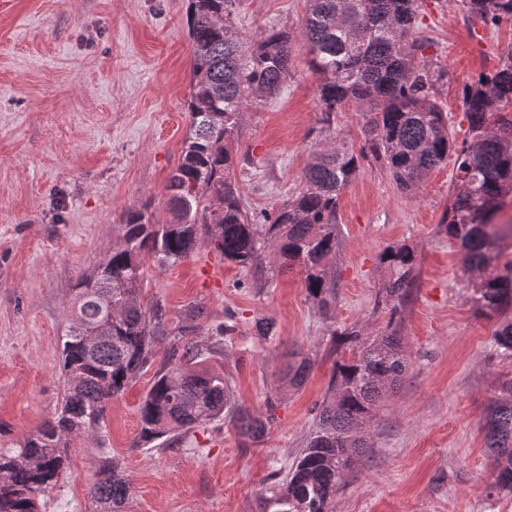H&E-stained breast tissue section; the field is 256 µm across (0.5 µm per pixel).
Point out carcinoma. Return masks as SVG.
I'll use <instances>...</instances> for the list:
<instances>
[{
    "label": "carcinoma",
    "instance_id": "carcinoma-1",
    "mask_svg": "<svg viewBox=\"0 0 512 512\" xmlns=\"http://www.w3.org/2000/svg\"><path fill=\"white\" fill-rule=\"evenodd\" d=\"M496 21L512 15V0H465ZM234 0H187L193 49L187 110L189 135L169 177L170 218L152 220L145 208L129 211L118 239L95 271L82 277L73 315L61 337V403L16 448L0 449V512H37L36 496L65 475L70 441L102 427L112 399L149 367L159 339L170 348L139 408L138 444L179 441L215 421L239 424L250 440L265 436L268 418L235 404L224 369L210 364L227 328L205 333L201 309L168 317L158 299L145 298L146 265L172 267L202 244L269 283L300 268L309 300L327 316L336 305L334 262L339 246L337 208L346 187L371 153L407 195L419 194L427 175L448 159L455 144L448 118L434 100L443 72L417 60V0H308L301 32L311 56L322 112L319 140L294 199L256 216L243 208L232 179L230 144L247 105L276 94L286 82L291 37L284 30L258 36L232 21ZM469 144L458 150L454 194L444 218L448 239L463 250L470 301L499 319L494 343L512 351V263L497 267L503 247L496 219L512 193V56L493 73L465 85ZM351 106L364 118V145L355 150L336 131L333 115ZM272 250L274 264L262 254ZM389 270L381 303L395 316L410 300L417 265L414 248L390 246L380 256ZM378 336L340 333L353 356L338 359L328 394L317 408L304 448L284 472L271 476L257 512H331V501L360 457L372 447L370 421L409 367L402 336L392 326ZM105 329L94 343L84 332ZM283 387L303 385L312 358L288 353ZM496 465V484L512 492V385L491 407L485 424ZM99 512H124L132 482L105 464L90 488Z\"/></svg>",
    "mask_w": 512,
    "mask_h": 512
}]
</instances>
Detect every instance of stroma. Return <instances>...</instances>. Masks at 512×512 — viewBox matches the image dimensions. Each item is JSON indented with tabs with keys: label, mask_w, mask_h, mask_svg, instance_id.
<instances>
[{
	"label": "stroma",
	"mask_w": 512,
	"mask_h": 512,
	"mask_svg": "<svg viewBox=\"0 0 512 512\" xmlns=\"http://www.w3.org/2000/svg\"><path fill=\"white\" fill-rule=\"evenodd\" d=\"M187 0H0V448H14L62 398L60 338L71 319L73 285L111 249L127 211L168 219L165 186L189 131L192 48ZM421 57L445 76L435 99L456 143L468 139L465 83L512 54V18L485 21L464 0H418ZM307 0H235L243 32L292 37L280 91L248 106L231 150L233 178L250 212L279 208L302 186L320 127L317 83L301 38ZM456 153L407 196L366 158L337 210L338 297L331 317L307 297L293 269L270 287L210 246L175 266H148L147 297L170 316L201 306L202 328L230 331L220 361L238 406L266 411L280 392L289 348L313 370L283 400L257 441L218 421L170 448L137 446L139 405L151 373L109 405L97 436L75 438L64 478L41 512H96L89 488L105 461L133 484L128 512H256L271 473L299 456L337 358L336 335L383 332L377 305L388 278L386 247L417 252L416 280L399 312L410 367L374 417L368 454L337 492L332 512H512L497 490L486 446V413L512 381V352L497 348L496 320L476 313L462 252L441 231ZM275 324L273 337L253 328Z\"/></svg>",
	"instance_id": "obj_1"
}]
</instances>
